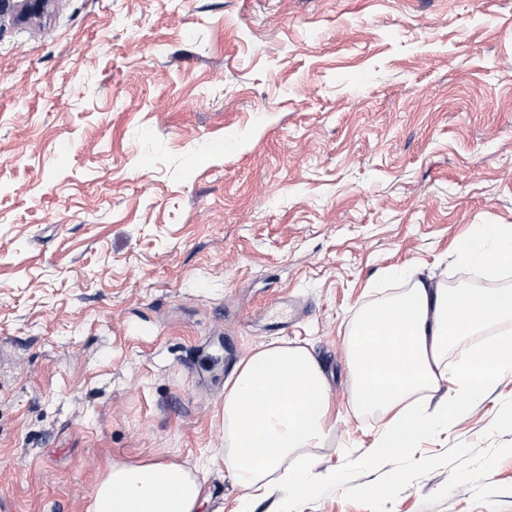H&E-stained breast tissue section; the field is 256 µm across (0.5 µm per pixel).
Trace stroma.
<instances>
[{"mask_svg": "<svg viewBox=\"0 0 512 512\" xmlns=\"http://www.w3.org/2000/svg\"><path fill=\"white\" fill-rule=\"evenodd\" d=\"M512 224V0H50L0 17V512H85L115 460L192 468L224 385L305 347L334 424L301 512H512V379L367 459L347 335ZM210 512H275L209 472Z\"/></svg>", "mask_w": 512, "mask_h": 512, "instance_id": "1", "label": "stroma"}]
</instances>
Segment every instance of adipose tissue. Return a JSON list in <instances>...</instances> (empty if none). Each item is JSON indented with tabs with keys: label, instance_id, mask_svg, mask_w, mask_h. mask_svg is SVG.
Masks as SVG:
<instances>
[{
	"label": "adipose tissue",
	"instance_id": "ef3b65f1",
	"mask_svg": "<svg viewBox=\"0 0 512 512\" xmlns=\"http://www.w3.org/2000/svg\"><path fill=\"white\" fill-rule=\"evenodd\" d=\"M460 265L493 273L512 266V225L479 224L457 247ZM398 296L353 318L347 338L354 412L385 423L372 458L419 447L465 415L498 381L512 378V341L448 363L461 339L512 320V289L444 288L413 275ZM448 391H441L442 382ZM225 446L209 470L228 473L253 500L277 496L279 512H300L319 486L309 464L291 457L322 447L331 427L326 378L303 347L268 344L237 365L224 386ZM209 501L199 471L175 462L113 461L96 482L86 512H202Z\"/></svg>",
	"mask_w": 512,
	"mask_h": 512
}]
</instances>
